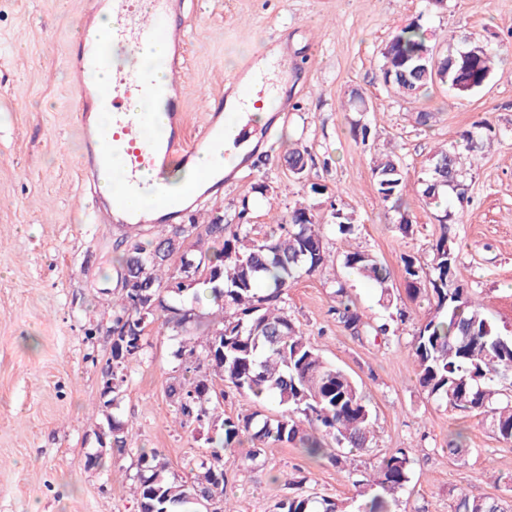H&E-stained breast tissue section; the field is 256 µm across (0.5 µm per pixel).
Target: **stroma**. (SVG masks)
Instances as JSON below:
<instances>
[{"label": "stroma", "mask_w": 512, "mask_h": 512, "mask_svg": "<svg viewBox=\"0 0 512 512\" xmlns=\"http://www.w3.org/2000/svg\"><path fill=\"white\" fill-rule=\"evenodd\" d=\"M85 3L0 0V512H138L132 484L140 449H158L171 474L187 481L213 434L206 425L175 423L166 387L178 342L154 326L116 409L129 448L85 465L104 423L97 402L110 356L105 330L118 260L132 240L100 223L103 199L89 196L77 174L82 139L67 60ZM183 13L188 132L200 127L225 77L244 65L273 58L288 71V112L255 130L260 150L201 209L231 224L243 211L266 230L301 202L323 223L335 261L293 284L286 309L361 386L375 417V437L361 459L411 449V481L396 512H451L458 487L475 497L512 496L497 481L512 475V443L417 383L405 347L433 307L427 297H408L401 262L412 255L429 265L428 243L443 229L418 182L432 154L457 143L474 122L489 121L499 136L479 163L463 167L465 200L448 195L458 213L449 231L469 287L502 334L512 336V0H184ZM418 19L438 50L453 34L499 54L483 89L459 97L437 84L406 99L383 83L381 47ZM421 112L431 113L428 125L418 124ZM355 123L370 128L366 144L353 138ZM297 147L308 158L299 176L285 161ZM386 152L407 174L410 236L375 191L372 166ZM338 209L351 216L362 249L390 267V308L380 305L374 283L344 267L347 241L331 225ZM340 281L364 319L404 316L399 340H367L346 329L334 312ZM458 430L466 450L452 456L448 436ZM251 448L245 439L224 456L226 496L237 512H271L298 470L308 478L306 491L358 512L354 487L328 461L310 460L292 444L265 446L252 461Z\"/></svg>", "instance_id": "35a3bbf8"}]
</instances>
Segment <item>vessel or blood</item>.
Listing matches in <instances>:
<instances>
[{"mask_svg": "<svg viewBox=\"0 0 512 512\" xmlns=\"http://www.w3.org/2000/svg\"><path fill=\"white\" fill-rule=\"evenodd\" d=\"M88 5L90 13L109 14L116 23L107 35L91 23L82 27L76 51L69 58L74 73L83 74L101 68L104 43L108 40L114 46L130 51L164 40L171 49L162 59V67L173 72L180 70L185 47L171 18L180 12L181 0H88ZM237 82V77L228 79L229 85L238 88L239 109H246L249 99L257 96L277 101L279 111H287V102L277 100L274 82L266 70L253 71L245 87H238ZM76 92L75 103L83 108L78 121L84 150L78 169L84 183L91 191H98L101 177L110 173L113 152H121L124 156L123 181L127 196L113 200L107 212V223L128 233L142 230L149 224H169L182 218L184 207L142 209L129 204L128 198L141 189L144 171L155 173L158 185L162 186L171 165L188 166L201 153L220 147L227 136L222 113H210L205 125L195 135H188L182 86L172 80L156 84L150 71L139 68L133 59L127 65L114 69L108 86L90 87L81 83ZM144 99L154 100L168 116L166 134L154 140L144 139L147 116L135 108L136 103ZM93 103L111 112L110 127L92 126L84 107Z\"/></svg>", "mask_w": 512, "mask_h": 512, "instance_id": "obj_1", "label": "vessel or blood"}]
</instances>
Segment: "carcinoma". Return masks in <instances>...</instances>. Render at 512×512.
<instances>
[{
	"label": "carcinoma",
	"mask_w": 512,
	"mask_h": 512,
	"mask_svg": "<svg viewBox=\"0 0 512 512\" xmlns=\"http://www.w3.org/2000/svg\"><path fill=\"white\" fill-rule=\"evenodd\" d=\"M477 49L469 76L472 91L481 90L492 73L495 55L472 43H448V55ZM391 66L381 70L383 83L405 97H417L433 79L413 73L419 58L432 54L427 30L412 22L385 44ZM464 149L473 154L494 139L486 121L460 134ZM374 187L384 203L398 213L399 229L413 232L403 207L406 173L398 158L385 155L372 167ZM459 145L437 150L430 159L422 196L426 205H439L447 190L464 201ZM186 228L189 243L178 255L166 252L173 234ZM207 241L222 243L218 252L203 248ZM431 266L424 269L410 257L402 258L406 291L415 299L424 293L434 302L435 314L415 332L409 354L418 367L419 386L428 396L450 408L484 418L496 437L512 442V340L484 313L461 281L460 248L444 230L429 246ZM330 262L321 224L302 204L277 219L275 227L260 232L239 214L230 226L219 217L205 224L195 216L189 223L160 224L151 239L130 244L122 259L118 299L112 301V389L101 391L99 410L110 431L109 450L123 453L129 443L125 424L113 414L127 381L130 364L140 357L150 326L182 337L174 352L181 371L166 389L168 399L185 421L221 423L222 433L209 438L208 458L193 480L168 475L159 450H141L134 493L140 512H203L208 497H224L223 456L246 436L259 444H299L310 457H325L347 471L353 487L364 498L358 512H394L393 505L411 480L413 458L397 448L375 461L348 468V453L370 446L374 417L353 378L328 361L285 311L288 288L312 276ZM345 268L374 282L385 308L392 305L390 268L358 247L345 252ZM198 276L188 288L175 284L181 269ZM336 314L358 337L396 335L388 322L363 319L349 298L345 283L336 282ZM222 335H216V332ZM258 402L274 400L284 410L276 416L254 411L223 416L218 396L224 387ZM308 477L298 472L288 479L292 493L279 500L273 512H343L342 505L303 491ZM451 512H512V499L473 497L462 491L453 496Z\"/></svg>",
	"instance_id": "1"
}]
</instances>
